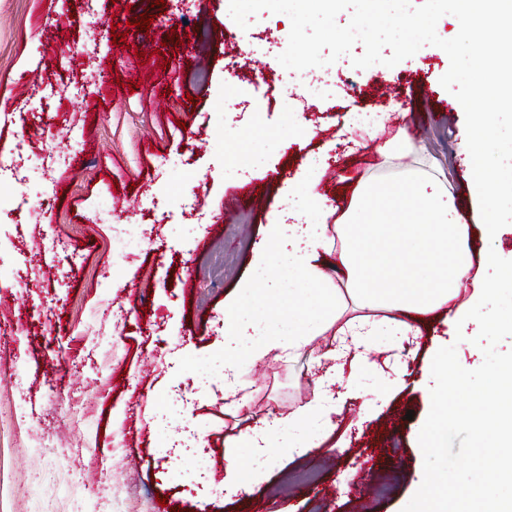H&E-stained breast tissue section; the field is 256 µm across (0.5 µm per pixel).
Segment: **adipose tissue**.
Wrapping results in <instances>:
<instances>
[{"instance_id": "ef3b65f1", "label": "adipose tissue", "mask_w": 512, "mask_h": 512, "mask_svg": "<svg viewBox=\"0 0 512 512\" xmlns=\"http://www.w3.org/2000/svg\"><path fill=\"white\" fill-rule=\"evenodd\" d=\"M406 155L424 165L425 173L399 184L364 182L343 213L318 192L317 170L289 186L285 208L273 212L249 277L224 307V397L238 408L246 403L239 352L254 359L270 354L290 359L311 337L329 330L336 345L323 356L326 368L310 402L225 439L232 450L225 458V497L265 479L272 449L294 457L317 447L334 432L345 398L380 399L403 386L402 372L374 373L375 337H386L390 351L402 357L422 334V316L446 307L464 290L470 296L453 319L460 335L512 333V266L502 267L488 251L482 276L470 278L467 227L447 178L428 172L432 160L423 144L380 151L386 165ZM503 294L504 306H489L490 297ZM348 360L362 383L334 391ZM238 448L247 449L248 459L235 456Z\"/></svg>"}]
</instances>
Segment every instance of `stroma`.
<instances>
[{
	"mask_svg": "<svg viewBox=\"0 0 512 512\" xmlns=\"http://www.w3.org/2000/svg\"><path fill=\"white\" fill-rule=\"evenodd\" d=\"M97 7L106 28L92 45L79 0H0V146L23 137L34 151L53 147L66 157L56 196L21 220L24 234L14 231L15 215L0 213V260L14 271L0 284V302L15 311L0 353V512H402L423 480V367L452 344L459 363L475 369L481 350L457 340L435 312V332L406 361L405 387L368 412L361 399H346L318 448L295 459L272 453L267 480L228 500L220 487L225 437L244 421L310 401L311 360L335 340L328 331L298 358L244 361L249 404L237 411L225 405L220 369L224 304L249 275L289 180L322 168L320 192L344 206L362 179L408 175V161L380 168L378 149L409 132L455 187L473 263L491 248L512 263V228L491 240L482 234L466 178L464 111L440 84L448 55L360 69L352 64L365 51L358 42L328 65L333 85L314 93L290 83L277 60L290 26L275 14L250 17L244 30L229 0ZM144 17L152 21L146 31ZM113 24L128 26L125 41H113ZM130 73L132 91L121 85ZM81 79L77 97L72 85ZM392 99L403 112L374 140L353 151L340 145L348 113H381ZM297 118L306 133L282 138ZM72 121L82 129L76 149L56 135ZM254 152L262 162L242 180L233 165ZM61 239L76 246V258L60 251ZM114 304L127 313L120 331L108 322ZM59 381L61 393L51 396ZM175 399L177 418L159 425L158 409ZM191 431L197 456L166 455L165 444ZM200 457L212 472L206 484L186 477ZM102 473L108 496L89 498L85 483ZM362 477L370 486L363 498L355 490ZM328 482L335 493L325 497Z\"/></svg>",
	"mask_w": 512,
	"mask_h": 512,
	"instance_id": "obj_1",
	"label": "stroma"
}]
</instances>
